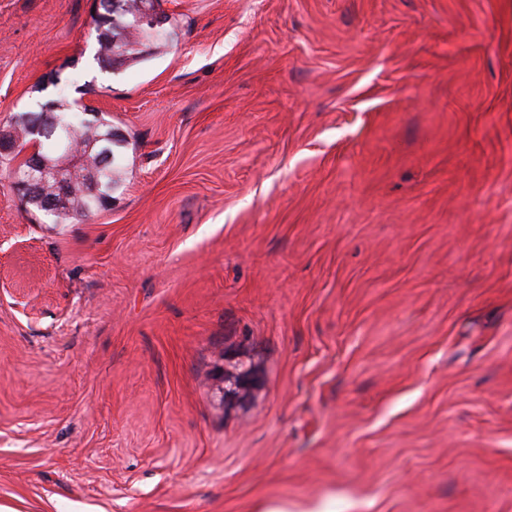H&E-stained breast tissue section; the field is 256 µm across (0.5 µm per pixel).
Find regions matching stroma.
Segmentation results:
<instances>
[{
	"instance_id": "stroma-1",
	"label": "stroma",
	"mask_w": 512,
	"mask_h": 512,
	"mask_svg": "<svg viewBox=\"0 0 512 512\" xmlns=\"http://www.w3.org/2000/svg\"><path fill=\"white\" fill-rule=\"evenodd\" d=\"M95 8L0 0V124L127 140L81 223L0 163V506L512 512V0H160L111 73ZM225 366L219 369L218 377L220 401L222 404H234L245 400L251 389L259 381L254 369L238 360L237 356L224 353Z\"/></svg>"
}]
</instances>
